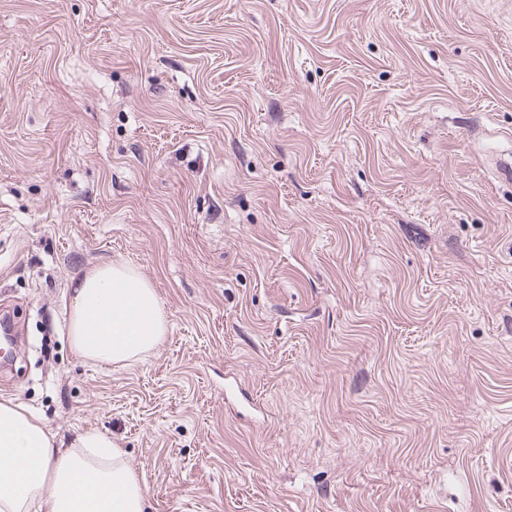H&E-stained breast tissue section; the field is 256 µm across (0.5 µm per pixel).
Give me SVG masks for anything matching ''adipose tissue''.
<instances>
[{
	"label": "adipose tissue",
	"mask_w": 512,
	"mask_h": 512,
	"mask_svg": "<svg viewBox=\"0 0 512 512\" xmlns=\"http://www.w3.org/2000/svg\"><path fill=\"white\" fill-rule=\"evenodd\" d=\"M167 331L161 305L123 262L94 266L73 290L68 340L79 357L128 366ZM147 489L114 442L97 433L58 447L20 404L0 401V512H146Z\"/></svg>",
	"instance_id": "ef3b65f1"
}]
</instances>
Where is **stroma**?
<instances>
[{
  "label": "stroma",
  "instance_id": "obj_1",
  "mask_svg": "<svg viewBox=\"0 0 512 512\" xmlns=\"http://www.w3.org/2000/svg\"><path fill=\"white\" fill-rule=\"evenodd\" d=\"M512 0H0V401L148 512H512ZM123 261L167 334L78 357ZM71 300L68 340L83 359L128 366L166 334L155 289L126 263L101 264L82 273Z\"/></svg>",
  "mask_w": 512,
  "mask_h": 512
}]
</instances>
